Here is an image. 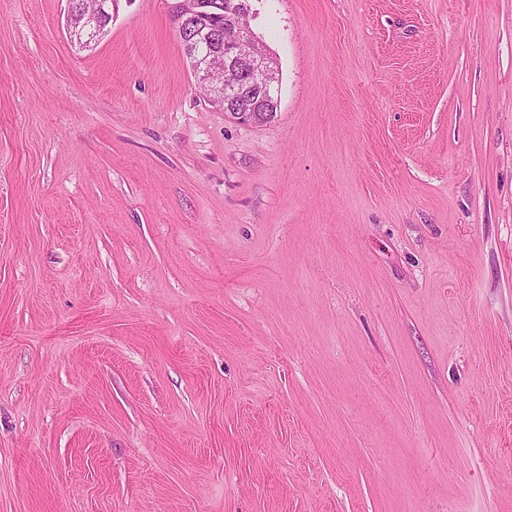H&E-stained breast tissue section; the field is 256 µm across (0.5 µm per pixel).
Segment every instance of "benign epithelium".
<instances>
[{
	"label": "benign epithelium",
	"instance_id": "obj_1",
	"mask_svg": "<svg viewBox=\"0 0 512 512\" xmlns=\"http://www.w3.org/2000/svg\"><path fill=\"white\" fill-rule=\"evenodd\" d=\"M103 3L91 15L70 21L69 34L89 43L102 32ZM251 6L222 0H177L172 16L177 32L195 31L191 45L193 73L208 87L211 103L243 124L257 123L260 114L271 115L280 106L278 69L265 48L244 52L259 44L250 28Z\"/></svg>",
	"mask_w": 512,
	"mask_h": 512
}]
</instances>
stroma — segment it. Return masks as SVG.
Wrapping results in <instances>:
<instances>
[{
  "label": "stroma",
  "mask_w": 512,
  "mask_h": 512,
  "mask_svg": "<svg viewBox=\"0 0 512 512\" xmlns=\"http://www.w3.org/2000/svg\"><path fill=\"white\" fill-rule=\"evenodd\" d=\"M0 0V512H512V0ZM74 7L80 11L81 1L82 0H72ZM72 1L69 0L68 2V16L70 19L69 24V34L81 42L84 40V43L88 44H79L83 45L84 47H89L91 41H94L95 38L102 32V26H101V15L104 10L103 3L101 1H98V9H96L95 13L92 15H80L78 14V17L76 21H73L72 18ZM106 3L105 10H104V22H103V32L105 31V28L109 25V23L112 21V2L115 3L116 0H104ZM172 16L178 34L187 29L195 31L191 45L194 58L193 73L199 85L208 87L211 103L221 107L225 114L243 124H258L259 114L272 115L280 106L279 73L267 50L250 28L253 17L251 6L239 0H175ZM233 1V2H226ZM221 21L217 26H204L210 20ZM233 28L238 33L237 50L226 53L221 40L222 30ZM210 46L206 53L198 54L197 43ZM261 45L258 51L243 52V46ZM213 48V49H212ZM224 69L239 76L234 84L224 85L215 79L216 69ZM236 99V103L232 102Z\"/></svg>",
  "instance_id": "1"
}]
</instances>
